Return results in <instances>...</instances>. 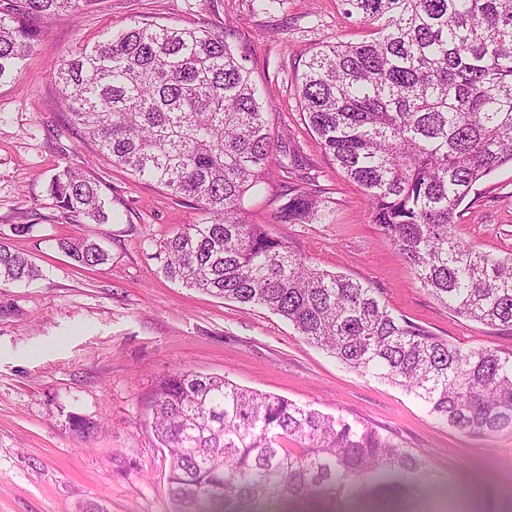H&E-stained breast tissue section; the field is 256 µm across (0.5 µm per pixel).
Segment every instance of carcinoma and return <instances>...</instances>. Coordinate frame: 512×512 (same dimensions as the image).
Returning a JSON list of instances; mask_svg holds the SVG:
<instances>
[{"instance_id":"1","label":"carcinoma","mask_w":512,"mask_h":512,"mask_svg":"<svg viewBox=\"0 0 512 512\" xmlns=\"http://www.w3.org/2000/svg\"><path fill=\"white\" fill-rule=\"evenodd\" d=\"M339 2L373 36L323 45L304 61L297 85L309 128L421 286L451 312L512 332V256L482 254L455 232L476 183L512 164V0ZM92 3L0 0V84L16 77L46 20ZM57 80L97 156L193 199L203 215L157 246L164 277L275 312L455 430L512 432L511 355L449 344L246 222L247 193L290 174L293 162L223 31L134 20L63 59ZM48 191L64 218L108 221L99 185L71 167ZM331 215L317 190L300 185L276 211L280 224H328ZM59 247L84 266L108 260L95 242ZM40 276L0 243V284ZM152 411L174 512H252L272 501L332 508L427 479L424 458L392 434L224 378L167 375Z\"/></svg>"}]
</instances>
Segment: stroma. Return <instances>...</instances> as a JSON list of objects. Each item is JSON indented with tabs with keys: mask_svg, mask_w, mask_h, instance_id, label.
Instances as JSON below:
<instances>
[{
	"mask_svg": "<svg viewBox=\"0 0 512 512\" xmlns=\"http://www.w3.org/2000/svg\"><path fill=\"white\" fill-rule=\"evenodd\" d=\"M134 19L216 28L245 55L276 136L298 159L292 182L274 175L250 196L248 223L315 268L368 285L451 344L512 353V333L455 315L421 287L297 108L296 75L311 51L371 34L339 0H285L272 15L254 13L249 0H95L53 18L17 78L0 85V241L42 270L36 281L0 285V512H82L91 502L107 512H173L151 401L158 380L179 371L393 433L425 459L431 485L397 512H512V432L448 428L405 389L345 367L272 311L161 275L157 244L200 212L192 199L97 160L62 112L55 82L65 56ZM67 164L95 179L118 222L60 218L47 186ZM311 180L334 209L332 223H277L290 183ZM17 224L33 230L17 235ZM456 230L481 252L512 254L511 166L475 186ZM81 238L103 246L109 261L85 267L59 246Z\"/></svg>",
	"mask_w": 512,
	"mask_h": 512,
	"instance_id": "obj_1",
	"label": "stroma"
}]
</instances>
